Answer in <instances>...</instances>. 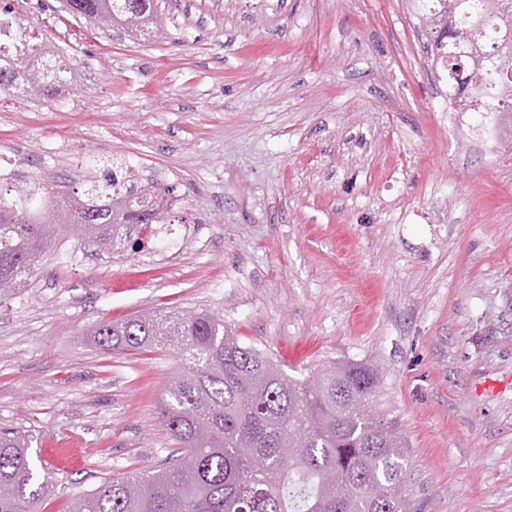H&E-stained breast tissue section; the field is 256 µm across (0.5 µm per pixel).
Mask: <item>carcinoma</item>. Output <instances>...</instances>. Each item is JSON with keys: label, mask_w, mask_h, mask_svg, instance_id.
Segmentation results:
<instances>
[{"label": "carcinoma", "mask_w": 512, "mask_h": 512, "mask_svg": "<svg viewBox=\"0 0 512 512\" xmlns=\"http://www.w3.org/2000/svg\"><path fill=\"white\" fill-rule=\"evenodd\" d=\"M73 2L96 24L158 35L154 0ZM446 2L448 17L477 6L469 26L445 23L434 31L436 59L448 68L449 108L511 116L512 96L495 89L512 82V0ZM447 44L471 46L484 64L470 69L466 56L443 55ZM19 88L48 95L39 64L0 63V92ZM58 188L55 180L33 183L24 206L11 190L0 191V293L15 288L48 240L66 229L77 201L112 205V229L82 225V234L110 253L139 221L135 211L147 209L150 223H165L174 192L141 177L123 185L86 177L70 194ZM93 336L104 350L177 348L182 363L161 401L173 449L157 472L105 479L70 512H409L405 445L369 409L374 370L332 364L312 388L204 311L135 315L105 323ZM29 448L28 436L0 433V512H44L53 486L38 477Z\"/></svg>", "instance_id": "cac0c4a2"}]
</instances>
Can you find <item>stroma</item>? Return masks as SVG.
Returning <instances> with one entry per match:
<instances>
[{
  "label": "stroma",
  "mask_w": 512,
  "mask_h": 512,
  "mask_svg": "<svg viewBox=\"0 0 512 512\" xmlns=\"http://www.w3.org/2000/svg\"><path fill=\"white\" fill-rule=\"evenodd\" d=\"M65 2L12 0L75 82L0 93V158L26 147L28 175L61 181L75 155L124 157L194 234L113 260L57 236L0 294V430L33 437L46 512L168 455L175 352L91 336L155 309L214 313L294 379L377 370L411 512H512V152L482 150L499 114L449 111L435 20L416 0H160L166 34L143 40Z\"/></svg>",
  "instance_id": "stroma-1"
}]
</instances>
